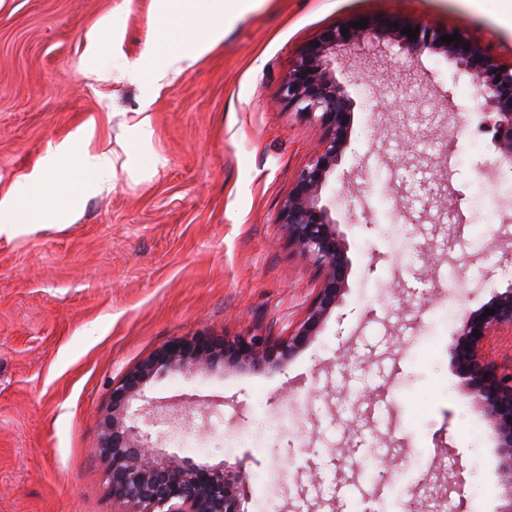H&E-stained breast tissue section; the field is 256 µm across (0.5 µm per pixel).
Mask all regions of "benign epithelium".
I'll use <instances>...</instances> for the list:
<instances>
[{
  "label": "benign epithelium",
  "instance_id": "obj_1",
  "mask_svg": "<svg viewBox=\"0 0 512 512\" xmlns=\"http://www.w3.org/2000/svg\"><path fill=\"white\" fill-rule=\"evenodd\" d=\"M443 33L419 27L415 39L373 28H348V36L334 29L313 44L289 73L280 89L288 107L319 122V149L296 175L282 204L278 223L288 245L312 261L320 271L321 288L306 317L284 339L248 334L219 341L202 336L179 338L156 349L127 370L112 386V405L101 420L102 449L109 467L112 498L131 502L136 512H247L250 474L244 466L204 468L188 458L163 456L152 441L151 429L183 424L189 415L165 410L144 395L154 378L171 372L192 377L200 371L218 372L230 365L281 366L308 345L340 302L349 274L347 248L332 212L336 201L323 191L348 144L353 100L336 80V65L352 50H365L386 41L416 63L426 52L439 53L460 74L470 76L479 94L477 117L493 133L494 157L477 164L480 172L512 169V65L505 66L490 48L461 37L452 43ZM494 310L486 316L484 312ZM512 328V284L483 308L465 313L451 334L448 351L456 360L469 393L490 417L491 437L503 449L499 470L512 487V372L500 374L482 356L486 336ZM479 335H474V331ZM448 492L435 500L415 498L412 512H443Z\"/></svg>",
  "mask_w": 512,
  "mask_h": 512
}]
</instances>
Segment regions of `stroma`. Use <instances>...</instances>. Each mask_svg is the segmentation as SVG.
I'll list each match as a JSON object with an SVG mask.
<instances>
[{
  "label": "stroma",
  "instance_id": "35a3bbf8",
  "mask_svg": "<svg viewBox=\"0 0 512 512\" xmlns=\"http://www.w3.org/2000/svg\"><path fill=\"white\" fill-rule=\"evenodd\" d=\"M155 8L0 0V197L79 129H93L89 155L112 157L99 186L63 176L73 203L56 223L0 228V512H132L106 480L100 421L113 383L175 338L277 339L304 317L321 278L290 250L278 212L322 131L278 95L326 31L429 22L512 64V0H257L152 89L126 71ZM106 25L114 47L101 53L92 41ZM405 60L366 52L336 69L354 108L324 194L351 269L318 335L277 369L172 373L145 387L193 416L154 428L157 448L245 463L248 512H394L384 476L407 469L409 499L447 486L454 512L512 500L488 417L448 352L463 312L512 284V199L494 198L512 172L478 173L492 136L469 110V78L443 55L424 53L413 75L428 100L387 95L411 76Z\"/></svg>",
  "mask_w": 512,
  "mask_h": 512
}]
</instances>
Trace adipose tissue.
<instances>
[{
  "mask_svg": "<svg viewBox=\"0 0 512 512\" xmlns=\"http://www.w3.org/2000/svg\"><path fill=\"white\" fill-rule=\"evenodd\" d=\"M254 0H156V33L149 38L141 58L128 69L132 81L161 87L170 71L183 63H194L224 37L225 23L234 21ZM83 135L58 145L45 157L37 172L26 176L22 195L0 198V222L39 224L49 198L65 204V197H54L53 188L64 169L92 176L111 164L108 154L89 155L83 151Z\"/></svg>",
  "mask_w": 512,
  "mask_h": 512,
  "instance_id": "obj_1",
  "label": "adipose tissue"
}]
</instances>
